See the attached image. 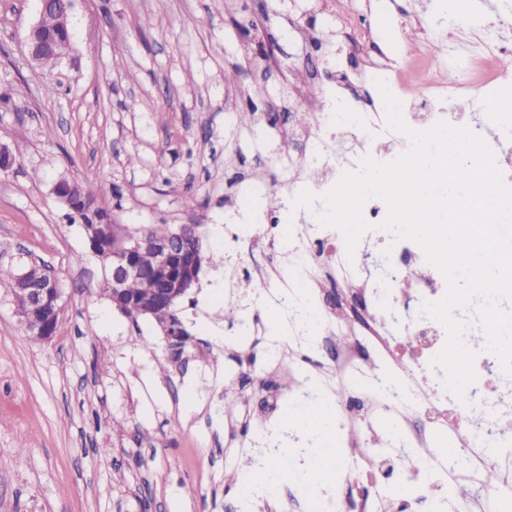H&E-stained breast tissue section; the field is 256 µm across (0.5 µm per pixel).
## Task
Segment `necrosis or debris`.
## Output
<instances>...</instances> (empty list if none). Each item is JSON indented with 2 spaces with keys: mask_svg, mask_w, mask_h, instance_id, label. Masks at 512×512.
<instances>
[{
  "mask_svg": "<svg viewBox=\"0 0 512 512\" xmlns=\"http://www.w3.org/2000/svg\"><path fill=\"white\" fill-rule=\"evenodd\" d=\"M319 135L299 156L313 177L302 190L311 208L323 211L328 176L359 170L364 158L393 162L392 143L408 145L405 133L392 129L387 113L370 94L347 96L341 84L321 91ZM350 113L356 130L344 148H335V113ZM282 170L271 165L266 180L248 184L238 212L264 229L258 243L272 259L270 269L256 270L250 283L258 302L283 313L288 348L300 356L285 369L295 391L316 386L336 402L335 430L346 454L342 487L322 489L313 512H497L498 493L512 490V430L505 428L502 407L512 399V384L499 357L476 353L475 379L464 398L443 384L444 372L434 359L445 345L442 324L422 316L424 303L447 291L441 271L426 260L414 241H393L381 222L388 208L369 199L363 217L369 228L361 248L348 251L340 230L320 224H285L280 213L257 211V199L281 183ZM327 288L341 295L334 308L315 305L303 314L301 289ZM337 346L330 363L317 360L310 341L314 331ZM447 436L458 453L447 457L437 441ZM404 461L392 472L363 466L370 457ZM498 475L488 489L487 469ZM467 486L473 493L453 498L449 489Z\"/></svg>",
  "mask_w": 512,
  "mask_h": 512,
  "instance_id": "necrosis-or-debris-1",
  "label": "necrosis or debris"
}]
</instances>
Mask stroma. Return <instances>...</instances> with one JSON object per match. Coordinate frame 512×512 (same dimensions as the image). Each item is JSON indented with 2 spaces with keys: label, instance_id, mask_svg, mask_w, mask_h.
<instances>
[{
  "label": "stroma",
  "instance_id": "stroma-1",
  "mask_svg": "<svg viewBox=\"0 0 512 512\" xmlns=\"http://www.w3.org/2000/svg\"><path fill=\"white\" fill-rule=\"evenodd\" d=\"M38 11L39 0H0V92L13 99L0 104V143L16 156L0 172V265L50 267L65 307L55 337L38 341L0 288V512H140L146 498L152 512H238L259 467L225 431L265 421L271 337L270 310L246 286L250 257L224 250L238 185L314 127L336 73L358 78L374 60L408 82L435 56L437 81L453 72L467 87L449 43L462 32L493 41L512 27V0H465L452 26L437 0H73L72 51L52 82L27 55ZM63 177L93 184L116 223L198 225L207 262L176 305L182 349L102 294L101 268L53 193ZM232 295L262 319L249 364L226 349L242 335L224 318Z\"/></svg>",
  "mask_w": 512,
  "mask_h": 512
}]
</instances>
